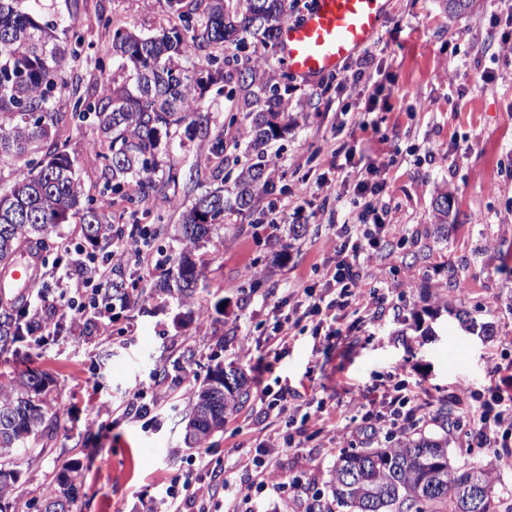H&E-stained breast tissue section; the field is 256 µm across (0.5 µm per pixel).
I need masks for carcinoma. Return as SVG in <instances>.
Segmentation results:
<instances>
[{
  "label": "carcinoma",
  "instance_id": "1",
  "mask_svg": "<svg viewBox=\"0 0 512 512\" xmlns=\"http://www.w3.org/2000/svg\"><path fill=\"white\" fill-rule=\"evenodd\" d=\"M68 14L55 22L42 17V0H0V164L14 165L9 189L0 190V265H11L24 249L49 250L60 225L78 218L83 238L98 246L105 238L106 216L97 199L86 193L76 176L75 157L59 145L58 131L73 122H92L99 132L92 156L101 163L102 193L125 203L124 218L140 224L158 195L179 185L180 170L170 146L180 128L207 145V161L215 178L224 174V154L245 147V161L232 189L201 193L180 215L185 247L167 270L161 286L192 297L203 271L192 249L207 241L216 225L231 213H254L259 198L275 188L268 148L288 133L285 109L292 75L265 78L259 48L278 46L281 25L297 0H165L175 23L144 36L124 27L112 30L109 53L116 70L97 59L95 68L106 84L102 94L73 89L71 109L55 106L58 86L67 83L65 57L83 52L82 10L86 0H66ZM253 44V60L218 56L209 48ZM216 87L243 113L244 140H224L212 127L211 105L204 92ZM435 219L448 228L452 204L448 191L434 201ZM24 306H0V349L33 335ZM217 366L199 387L186 426L185 443L204 445L224 428V416L243 407L250 397L244 380L224 385ZM52 380L27 368L0 376V460L12 457L30 438L50 432L46 396ZM18 472L0 463V500L9 496ZM496 476L489 465L452 466L447 444L409 435L374 448L345 452L333 467L330 489L336 506L347 512H500ZM486 490L473 497V490ZM78 489L60 473L46 500L47 512H70Z\"/></svg>",
  "mask_w": 512,
  "mask_h": 512
}]
</instances>
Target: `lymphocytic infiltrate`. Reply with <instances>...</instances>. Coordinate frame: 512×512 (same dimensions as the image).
<instances>
[{"label": "lymphocytic infiltrate", "mask_w": 512, "mask_h": 512, "mask_svg": "<svg viewBox=\"0 0 512 512\" xmlns=\"http://www.w3.org/2000/svg\"><path fill=\"white\" fill-rule=\"evenodd\" d=\"M368 179L359 180L355 186L358 197L383 196L387 182L384 166L367 165ZM371 226L381 228L379 211L367 203L353 213L350 220L340 225L342 241L333 245L332 254L325 262V283L320 289L301 288L302 305L293 306L279 313L274 327L275 334L267 343L270 354L279 356L288 349V341L303 319H311L315 332L333 328L336 321L345 316L356 300L355 289L361 278L360 265L368 259L372 248L378 247L379 239L373 235L368 246L354 240L352 229ZM125 258L124 253H114L106 258H80L58 278V302L61 309L85 311L86 307L117 306L110 293L112 271ZM413 396L403 383H395L381 402L356 401L362 413L363 425L351 430L354 438L373 439L383 431L401 428L413 423L415 410L411 405ZM448 420L453 430L464 432L468 447L489 448L493 451L494 463L503 462L512 456V394L501 387L487 388L473 394L472 403L450 412ZM229 483L222 469H208L205 475L186 474L182 484H171L155 500L150 512H209V502L220 492L226 491Z\"/></svg>", "instance_id": "f902f5d3"}]
</instances>
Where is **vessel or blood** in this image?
<instances>
[{
  "label": "vessel or blood",
  "instance_id": "b4317fda",
  "mask_svg": "<svg viewBox=\"0 0 512 512\" xmlns=\"http://www.w3.org/2000/svg\"><path fill=\"white\" fill-rule=\"evenodd\" d=\"M387 0H311L305 14L283 24L280 51L303 80L335 72L378 34Z\"/></svg>",
  "mask_w": 512,
  "mask_h": 512
}]
</instances>
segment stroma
I'll use <instances>...</instances> for the list:
<instances>
[{
    "label": "stroma",
    "instance_id": "1",
    "mask_svg": "<svg viewBox=\"0 0 512 512\" xmlns=\"http://www.w3.org/2000/svg\"><path fill=\"white\" fill-rule=\"evenodd\" d=\"M511 11L512 0H474L452 18L443 0H389L371 44L379 67L369 79L293 80V126L275 146L287 189L261 200L263 223L251 215L225 219L197 252L204 277L188 299L156 287L182 247V207L215 185L204 142L185 141L174 155L184 173L175 198L156 203L169 226L149 242L156 266L121 267L135 304L102 315L95 332L68 323L41 343L0 351L1 374L35 368L49 375L53 422L49 437L14 456L20 478L0 512H40L67 466L79 483L70 512H147L151 495L208 463L223 464L232 489L253 482L243 463L264 437L261 392L282 385L323 399L326 421L308 425L301 447L277 449L288 487L256 490L248 500L231 490L211 501L212 512H303L306 503L329 499L336 459L354 447L345 435L351 399L358 392L381 399L399 381L419 389L415 434L447 439L454 465L488 463L487 449L466 447L432 413L451 394L512 384V52L502 44L503 27L491 23ZM101 12L145 35L172 22L162 0H87L85 56L68 80L89 90L108 46L96 21ZM358 120L368 129L355 128ZM96 136L92 125L71 123L60 139L79 159L86 192L108 210L101 169L85 153ZM342 143L388 168L379 205L385 241L358 285L364 296L384 289L385 310L375 320L353 312L342 320L355 346L307 328L276 360L265 354L274 307L295 289L322 285L334 227L355 199L357 169L328 164ZM443 189L456 217L444 237L433 218ZM295 224L304 227L297 237L288 232ZM249 269L255 278L243 280ZM452 273L461 290L449 291ZM246 337L248 353L240 349ZM219 364L240 371L251 396L205 446L186 447L195 388L182 380L189 372L205 379ZM159 383L170 396L149 417L123 414L134 393L151 394Z\"/></svg>",
    "mask_w": 512,
    "mask_h": 512
}]
</instances>
